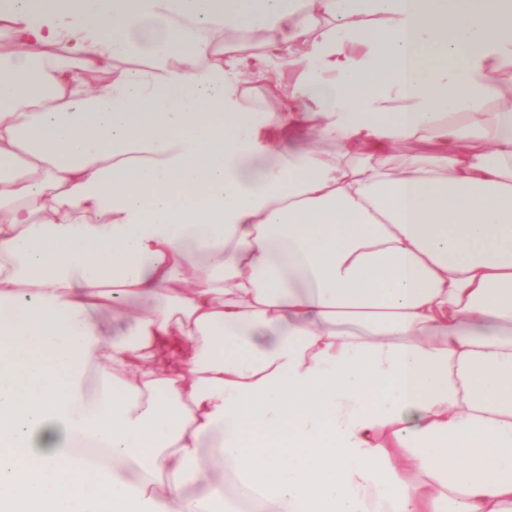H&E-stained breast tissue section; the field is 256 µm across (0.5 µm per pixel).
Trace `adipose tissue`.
Here are the masks:
<instances>
[{
	"label": "adipose tissue",
	"mask_w": 512,
	"mask_h": 512,
	"mask_svg": "<svg viewBox=\"0 0 512 512\" xmlns=\"http://www.w3.org/2000/svg\"><path fill=\"white\" fill-rule=\"evenodd\" d=\"M0 34V512H212L228 477L512 512V102L473 109L512 0H0Z\"/></svg>",
	"instance_id": "1"
}]
</instances>
